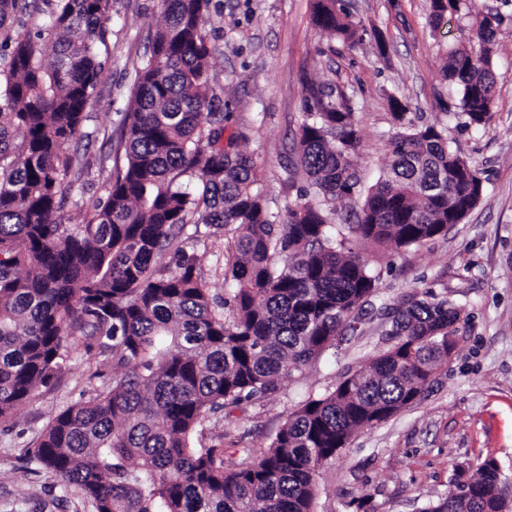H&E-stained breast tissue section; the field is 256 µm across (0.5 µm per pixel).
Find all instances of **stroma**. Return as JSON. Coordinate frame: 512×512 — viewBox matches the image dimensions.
I'll use <instances>...</instances> for the list:
<instances>
[{
    "label": "stroma",
    "mask_w": 512,
    "mask_h": 512,
    "mask_svg": "<svg viewBox=\"0 0 512 512\" xmlns=\"http://www.w3.org/2000/svg\"><path fill=\"white\" fill-rule=\"evenodd\" d=\"M478 10H500L504 21L495 58V113L480 130L458 127L445 105L456 86L443 75L446 53L468 35L470 19L430 18V0H345L366 34L349 49L312 22V0H211L205 34L214 52L210 77L221 100L227 134L252 156L273 210L294 204L299 187L281 179L294 157L310 84L344 91L355 102L360 143L354 157L363 186L374 185L396 127L389 97L408 103L410 115L446 129L463 155L487 178L483 201L445 236L400 253L378 255L374 304L394 307L447 293L470 315L469 327L437 382L412 407L386 423L358 431L318 477L314 512H422L444 498L457 465L495 458L512 473V0H474ZM164 14L160 0H112L111 63L69 150L90 176L82 194H70L60 212L82 224L104 199L128 111L134 68L148 53ZM227 231H203L194 244L216 304L231 291L224 280ZM388 325L367 315L355 335L284 378L276 393L237 412L236 422L210 416L202 444L263 452L289 415L308 397L334 390L349 371L369 365L385 347ZM112 375L98 349L72 353L56 386L20 407L0 425V512H93L75 486L62 487L33 460L51 418Z\"/></svg>",
    "instance_id": "stroma-1"
}]
</instances>
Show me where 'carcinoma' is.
Wrapping results in <instances>:
<instances>
[{
    "label": "carcinoma",
    "instance_id": "cac0c4a2",
    "mask_svg": "<svg viewBox=\"0 0 512 512\" xmlns=\"http://www.w3.org/2000/svg\"><path fill=\"white\" fill-rule=\"evenodd\" d=\"M46 2L48 32L33 36L29 0H0V39L12 44L0 56V422L54 387L85 338L111 355L112 378L56 414L33 457L95 512H314L319 467L448 368L469 315L447 295L394 311L387 348L304 401L260 455L244 448L228 463L223 447H197L194 436L209 414L274 394L356 330L380 276L354 242L395 252L445 235L483 199V172L393 97L389 159L363 190L352 101L311 85L283 174L312 192L277 220L252 157L224 136L202 32L211 0H161L164 24L135 68L106 201L86 223L64 224V178L84 171L67 145L109 64L112 0ZM464 8L468 44L448 52L443 73L457 85L452 112L479 129L493 117L502 17L471 0H431V18ZM313 21L349 48L363 40L340 0H315ZM342 201L350 224L333 222ZM188 224L234 231L227 317L188 251ZM163 251L174 266L156 265ZM510 483L487 458L471 474L456 469L454 489L422 512H509Z\"/></svg>",
    "mask_w": 512,
    "mask_h": 512
}]
</instances>
